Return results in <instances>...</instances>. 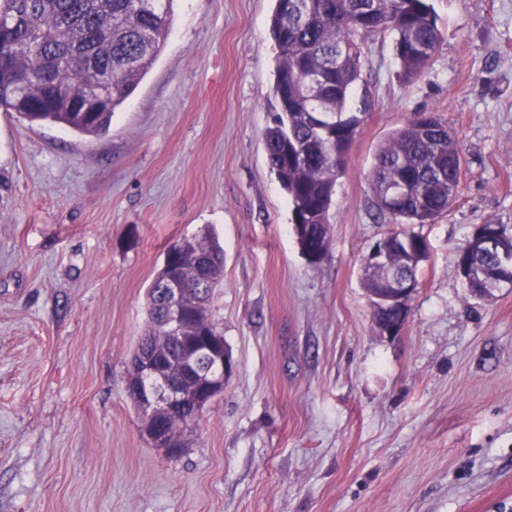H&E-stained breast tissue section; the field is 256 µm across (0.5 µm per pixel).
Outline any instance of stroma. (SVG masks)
<instances>
[{
	"label": "stroma",
	"mask_w": 512,
	"mask_h": 512,
	"mask_svg": "<svg viewBox=\"0 0 512 512\" xmlns=\"http://www.w3.org/2000/svg\"><path fill=\"white\" fill-rule=\"evenodd\" d=\"M441 42L403 80L366 40L364 109L310 264L270 171L274 0H174L162 49L109 129L0 110V512H512V287L472 297L457 254L512 235V0H431ZM436 113L461 138L448 212L402 331L360 281L392 230L369 172ZM212 229L210 316L232 369L184 454L140 431L126 390L167 248Z\"/></svg>",
	"instance_id": "35a3bbf8"
}]
</instances>
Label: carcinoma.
I'll return each mask as SVG.
<instances>
[{"mask_svg": "<svg viewBox=\"0 0 512 512\" xmlns=\"http://www.w3.org/2000/svg\"><path fill=\"white\" fill-rule=\"evenodd\" d=\"M174 0H0V108L36 123L63 125L83 135L106 130L112 114L146 76L171 23ZM270 34L277 46L274 95L279 112L265 131L270 169L292 205L293 223L309 225L298 239L305 256H323L329 211L363 111L351 100L361 80L363 41L389 37L401 76L409 81L428 65L441 33L429 0H275ZM30 93L15 102L17 77ZM101 98V111L83 112L77 101ZM463 154L455 130L436 115L428 124L408 121L376 150L370 185L377 210L402 225L393 232L407 242L387 246V263L361 264L367 293L393 276L417 277L428 258L424 239L403 228L430 224L454 203L463 178ZM507 252L468 253L485 278L467 285L480 289L512 286V237ZM165 268L148 291L149 324L140 346L160 360L167 378L181 375L185 353L207 324L218 343L224 334L207 307L185 311L178 331L166 329L162 281L181 276L196 298L209 303L223 278V250L205 229L165 253ZM165 433L193 429L175 417L159 420Z\"/></svg>", "mask_w": 512, "mask_h": 512, "instance_id": "cac0c4a2", "label": "carcinoma"}]
</instances>
